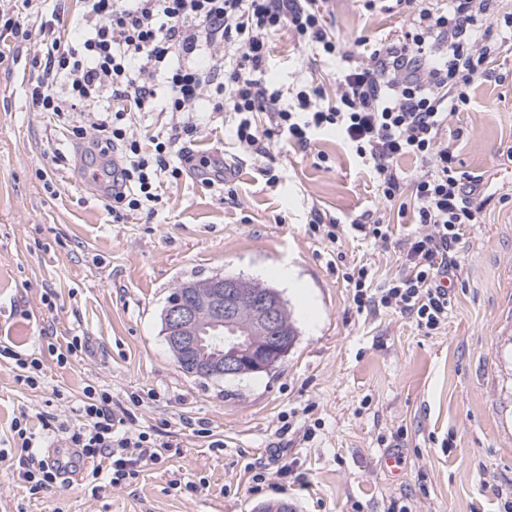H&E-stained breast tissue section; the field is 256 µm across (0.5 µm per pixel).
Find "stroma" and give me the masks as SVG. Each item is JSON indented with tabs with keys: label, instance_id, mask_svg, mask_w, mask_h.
<instances>
[{
	"label": "stroma",
	"instance_id": "obj_1",
	"mask_svg": "<svg viewBox=\"0 0 512 512\" xmlns=\"http://www.w3.org/2000/svg\"><path fill=\"white\" fill-rule=\"evenodd\" d=\"M326 21L345 44L401 37L406 14L366 12L332 0ZM39 37L10 39L0 63V343L40 355L44 384L21 386L0 362V438L26 408L31 424L92 384L112 393L134 427L169 448L130 482L92 492L79 477L30 497L17 459L0 461V512H257L277 500L296 512H504L497 495L512 481V55L495 79L475 86L448 119L462 170L483 176L492 195L479 223L455 246L458 269L448 321L432 334L397 313L358 312L342 274L363 264L380 286L401 273L397 240L411 216L381 200L370 171L339 134L306 148L252 155L223 120L202 127L187 153L226 159L236 200L208 189L186 168L157 216L114 222L91 184L87 143L71 141L28 90ZM269 81L312 78L336 92L335 63L311 64L292 33L273 40ZM66 156L51 163L52 151ZM278 183L267 181L268 174ZM348 231L329 243L309 229L312 212ZM390 224L385 243L361 239L352 221ZM295 269L313 314L283 288L297 340L271 372L194 378L176 364L161 313L182 282L216 274L271 285L270 268ZM88 339L58 365L47 337ZM399 452L398 475L381 459ZM182 488H172L173 480Z\"/></svg>",
	"mask_w": 512,
	"mask_h": 512
}]
</instances>
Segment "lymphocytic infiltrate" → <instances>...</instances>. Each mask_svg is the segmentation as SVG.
I'll return each mask as SVG.
<instances>
[{"mask_svg": "<svg viewBox=\"0 0 512 512\" xmlns=\"http://www.w3.org/2000/svg\"><path fill=\"white\" fill-rule=\"evenodd\" d=\"M44 2L12 0L0 10V36L37 26L41 48L32 64L46 79L32 86V104L74 138L94 133L99 154L112 157L104 199L113 220L155 214L163 185L183 173L174 148L197 134L198 104L214 116L234 114L233 137L260 156L338 132L372 171L381 199L409 197L417 224L399 241L406 272L376 287L367 266L346 269L357 309L401 313L427 334L447 322L451 298L440 281L457 268L454 246L465 226L480 221L484 191L481 177L456 165L448 116L512 51L511 11L496 16L497 0H393L409 17L402 39L362 37L348 46L326 23L325 0H78L70 31L60 8L45 11ZM284 29L317 60L336 61L334 99L312 82L291 89L267 82L271 42ZM150 112L177 121L141 138L135 124ZM260 112L268 119L262 127ZM405 157L421 162L408 184L397 172ZM116 407L110 391L89 385L75 400L73 422L46 415L37 431L20 411L11 439L29 494L62 481L61 465L41 452L47 432L61 433L86 461L81 479L96 491L160 460L167 443L124 429Z\"/></svg>", "mask_w": 512, "mask_h": 512, "instance_id": "1", "label": "lymphocytic infiltrate"}]
</instances>
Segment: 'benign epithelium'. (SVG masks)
<instances>
[{"instance_id": "obj_1", "label": "benign epithelium", "mask_w": 512, "mask_h": 512, "mask_svg": "<svg viewBox=\"0 0 512 512\" xmlns=\"http://www.w3.org/2000/svg\"><path fill=\"white\" fill-rule=\"evenodd\" d=\"M280 295H259L240 280L216 274L184 282L162 313V331L173 354L190 358L194 370L210 377H243L270 372L288 354L281 330ZM250 319L241 321V313Z\"/></svg>"}]
</instances>
